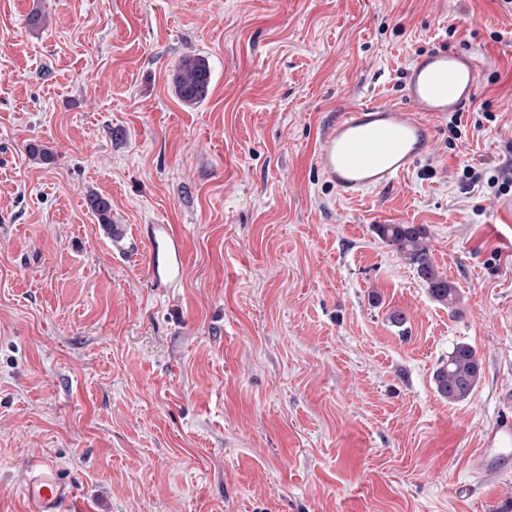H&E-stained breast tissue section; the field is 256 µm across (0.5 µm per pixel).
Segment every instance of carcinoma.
<instances>
[{"mask_svg": "<svg viewBox=\"0 0 512 512\" xmlns=\"http://www.w3.org/2000/svg\"><path fill=\"white\" fill-rule=\"evenodd\" d=\"M175 91L183 104L193 106L209 92L210 69L201 57H186L180 61L174 76ZM104 225L111 224L110 202L100 196L89 199ZM381 241L393 247L399 256L413 268L428 289L431 297L450 307L458 299L456 286L443 277L434 266L426 245L428 231L424 225L377 224L374 227ZM481 378V361L473 347L458 343L448 352V360L434 373L439 393L450 403L468 398Z\"/></svg>", "mask_w": 512, "mask_h": 512, "instance_id": "1", "label": "carcinoma"}]
</instances>
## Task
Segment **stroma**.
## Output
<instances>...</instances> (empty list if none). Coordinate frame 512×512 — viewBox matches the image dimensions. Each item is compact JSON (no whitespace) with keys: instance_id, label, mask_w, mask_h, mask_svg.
Masks as SVG:
<instances>
[{"instance_id":"35a3bbf8","label":"stroma","mask_w":512,"mask_h":512,"mask_svg":"<svg viewBox=\"0 0 512 512\" xmlns=\"http://www.w3.org/2000/svg\"><path fill=\"white\" fill-rule=\"evenodd\" d=\"M442 42L484 60L466 145L439 119L393 188L341 198L314 163L324 126L401 101L411 60ZM190 54L211 72L191 108L173 85ZM511 140L504 0H0V512H26L37 458L84 512H489L512 496V475L488 499L454 490L512 416V214L460 177L506 168ZM144 224L182 235L179 286L151 288ZM378 224L428 228L453 307ZM459 343L482 377L451 404L433 373Z\"/></svg>"}]
</instances>
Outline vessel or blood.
<instances>
[{"label": "vessel or blood", "instance_id": "b4317fda", "mask_svg": "<svg viewBox=\"0 0 512 512\" xmlns=\"http://www.w3.org/2000/svg\"><path fill=\"white\" fill-rule=\"evenodd\" d=\"M484 72L475 51L438 44L416 55L404 74L398 104L349 105L323 130L315 164L345 199L396 184L422 156L433 152L436 119L466 111ZM148 273L153 285L177 286L182 280L181 235L169 224L147 225ZM475 480L457 484L470 497L499 477L512 474V419L497 420L486 432L485 446L472 460ZM24 495L30 512H75L74 493L46 459L29 466Z\"/></svg>", "mask_w": 512, "mask_h": 512}]
</instances>
